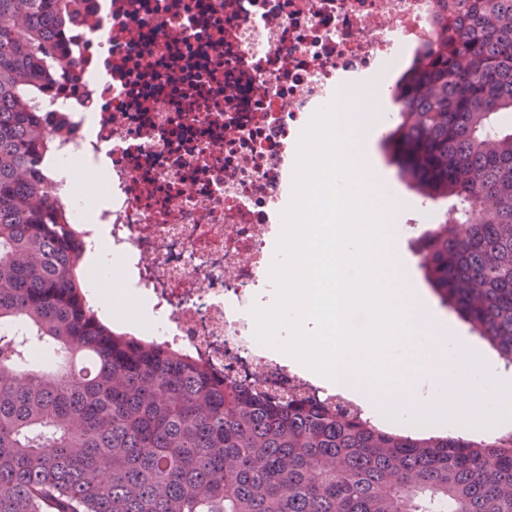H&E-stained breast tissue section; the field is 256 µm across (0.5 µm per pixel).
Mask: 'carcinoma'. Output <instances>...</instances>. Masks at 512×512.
Here are the masks:
<instances>
[{"instance_id": "carcinoma-1", "label": "carcinoma", "mask_w": 512, "mask_h": 512, "mask_svg": "<svg viewBox=\"0 0 512 512\" xmlns=\"http://www.w3.org/2000/svg\"><path fill=\"white\" fill-rule=\"evenodd\" d=\"M82 2L0 0V512H512V433L393 434L99 318L26 107L70 76L59 26ZM397 91L401 178L455 199L419 265L512 366V0H438Z\"/></svg>"}]
</instances>
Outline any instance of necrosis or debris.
Returning a JSON list of instances; mask_svg holds the SVG:
<instances>
[{
  "mask_svg": "<svg viewBox=\"0 0 512 512\" xmlns=\"http://www.w3.org/2000/svg\"><path fill=\"white\" fill-rule=\"evenodd\" d=\"M434 0H85L65 34L75 79L28 100L49 153L106 176L95 218L162 323L151 341L263 390L363 405L289 365L253 307L282 231L295 135L343 81L433 39ZM95 116L88 135L85 113Z\"/></svg>",
  "mask_w": 512,
  "mask_h": 512,
  "instance_id": "obj_1",
  "label": "necrosis or debris"
}]
</instances>
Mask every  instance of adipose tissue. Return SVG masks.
I'll list each match as a JSON object with an SVG mask.
<instances>
[{
	"label": "adipose tissue",
	"mask_w": 512,
	"mask_h": 512,
	"mask_svg": "<svg viewBox=\"0 0 512 512\" xmlns=\"http://www.w3.org/2000/svg\"><path fill=\"white\" fill-rule=\"evenodd\" d=\"M93 242L94 248L86 256L87 263L108 272L107 279L100 282L97 306L116 324L142 330L155 329L159 319L147 293L117 288V281L125 276L124 260L120 255L112 253L103 229H96Z\"/></svg>",
	"instance_id": "obj_1"
}]
</instances>
